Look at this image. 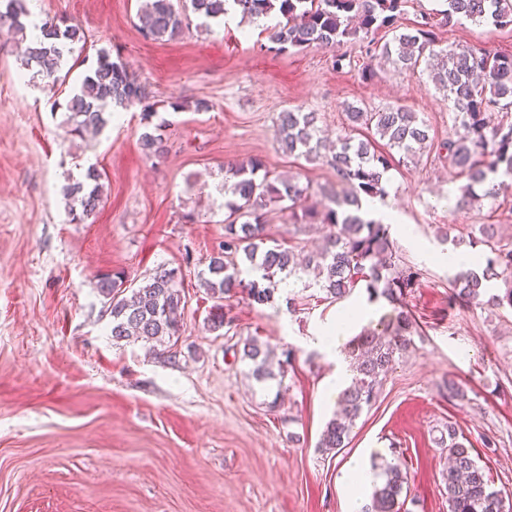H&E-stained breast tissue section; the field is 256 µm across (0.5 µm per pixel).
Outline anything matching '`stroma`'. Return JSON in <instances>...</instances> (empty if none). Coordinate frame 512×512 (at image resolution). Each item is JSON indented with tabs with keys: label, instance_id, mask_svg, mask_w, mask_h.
Here are the masks:
<instances>
[{
	"label": "stroma",
	"instance_id": "stroma-1",
	"mask_svg": "<svg viewBox=\"0 0 512 512\" xmlns=\"http://www.w3.org/2000/svg\"><path fill=\"white\" fill-rule=\"evenodd\" d=\"M140 0H30L38 18L77 24L97 48L119 49L156 98L208 102L168 113L165 154L140 145L139 108L109 121L97 140L67 131L49 91L30 86L13 40L0 37V512H350L370 491L344 474L397 461L406 512H448L441 494V436L456 427L494 489L512 496V310L448 305L447 250L439 234L471 224L512 234V200L457 209L448 162L436 146L454 135L453 104L427 74L362 62L336 70L329 51L270 52L265 26L226 16L211 29L190 19L181 34L144 41ZM442 44H480L512 54V29L471 21ZM402 106L430 128L433 148L388 172L385 207L402 259L424 271L406 303L414 345L383 382L338 453L318 450L338 398L325 384L336 364L315 344L349 307L368 326L391 315L365 286L326 300L318 286L286 277L272 303L225 300L229 328L209 330L214 301L197 274L224 243V165L261 158L272 176L310 186L311 201L337 182L322 161L285 153L275 136L284 110L317 115L343 134L347 105ZM103 172V203L70 223L61 188L87 165ZM280 244L312 251L320 226L291 223L270 207ZM180 270L186 297L175 360L144 342L115 343L95 283L125 273L142 281L157 266ZM254 337L283 363L281 382L257 383L243 358ZM467 392L449 402L440 388Z\"/></svg>",
	"mask_w": 512,
	"mask_h": 512
}]
</instances>
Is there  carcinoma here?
I'll list each match as a JSON object with an SVG mask.
<instances>
[{
    "instance_id": "carcinoma-1",
    "label": "carcinoma",
    "mask_w": 512,
    "mask_h": 512,
    "mask_svg": "<svg viewBox=\"0 0 512 512\" xmlns=\"http://www.w3.org/2000/svg\"><path fill=\"white\" fill-rule=\"evenodd\" d=\"M192 12L203 18L202 25L230 12L255 21L272 14L279 21L270 35L272 49L285 53L310 47L336 49L346 43L360 45L365 56L383 59L395 67L433 71L434 85L448 92L453 103L454 136L439 144L457 175L466 180L458 186L455 205L465 208L480 200L512 196V124L492 121L488 107L495 104L503 112L512 111V55L491 53L481 46L436 49L438 31L465 19L496 28H512V0H444L447 8L421 17L411 30L393 35L381 43L380 31L392 29L405 0H189ZM28 0H0V30L26 43L20 65L33 72L53 91L69 89L65 100V124L79 138L96 135L106 126L107 114L117 108H141L144 119L158 109L178 112L188 104L156 100L146 92L121 59L105 47L96 50V60L81 83L68 87L69 57L75 45L86 42L81 29L64 19H45L29 24ZM138 19L144 38L172 37L183 28L184 20L171 0H142ZM40 31L30 38L28 26ZM351 130L366 129L387 141L389 151L375 148L373 142L340 136L326 156L336 171V190L324 195L321 208L304 204L309 187L293 178L271 179L259 158L233 164L226 170L224 187V252L210 258L207 269L198 273L200 285L215 299L216 313L208 320L209 330L224 328L222 301L238 293L256 303L274 298L275 278L281 274H311L326 298L341 300L363 282L372 299L385 298L394 315L380 320L379 327L365 329L349 347L353 377L338 398L339 411L330 419L318 442L321 451L346 446L364 409L376 400L383 379L412 346L415 320L405 299L419 287L422 272L398 255L388 225L362 212V198L384 199L385 175L397 150L404 159H414L428 146V129L418 123L416 114L394 106L363 109L351 106L345 112ZM317 114L284 111L278 114L279 140L289 153L308 158L323 156L318 136ZM169 123L154 126L142 134L145 152H163V132ZM102 173L87 168L84 179L63 187L70 222L81 224L100 207ZM284 205L296 224H320L327 228L324 245L308 257L296 261L291 248H284L273 237L266 213L272 205ZM480 242L489 249L482 273L458 272L450 279L449 299L466 304H486L512 309V238L505 239L493 224L478 227ZM243 252L247 270L225 261L226 256ZM249 273L254 279L243 278ZM505 285L501 294H487L492 281ZM96 289L104 299L105 312L112 317V340L141 341L172 348L180 331L185 308L183 283L177 272L159 266L139 285L123 275H103ZM243 358L251 362V375L259 383L277 377L271 351L251 339L243 345ZM378 476L383 483L360 512H402L403 492L409 489L407 475L395 465L386 466ZM448 512H512L502 493L491 487L483 467L458 440L454 426H448V468L443 472Z\"/></svg>"
}]
</instances>
